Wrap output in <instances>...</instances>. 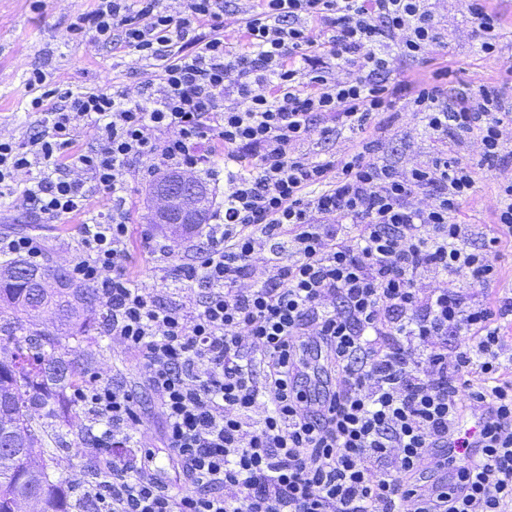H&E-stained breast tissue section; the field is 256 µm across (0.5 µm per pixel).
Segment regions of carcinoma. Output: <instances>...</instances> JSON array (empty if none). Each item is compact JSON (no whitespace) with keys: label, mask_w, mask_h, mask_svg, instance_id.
Instances as JSON below:
<instances>
[{"label":"carcinoma","mask_w":512,"mask_h":512,"mask_svg":"<svg viewBox=\"0 0 512 512\" xmlns=\"http://www.w3.org/2000/svg\"><path fill=\"white\" fill-rule=\"evenodd\" d=\"M197 202V223L206 224L213 200L203 187ZM40 270L63 287L45 290L0 278V335L13 344L7 356H0V512H15L16 500L25 496L38 499V512H95L82 496L71 498L84 480L64 488L48 473L54 449L46 447L30 409L40 410L48 421L66 405V390L79 387L72 379L75 360L62 352L61 337L95 330L91 317L98 297L95 288L49 260ZM47 309L57 319L52 331L42 322Z\"/></svg>","instance_id":"cac0c4a2"}]
</instances>
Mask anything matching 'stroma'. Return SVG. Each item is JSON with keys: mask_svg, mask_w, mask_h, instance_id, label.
Instances as JSON below:
<instances>
[{"mask_svg": "<svg viewBox=\"0 0 512 512\" xmlns=\"http://www.w3.org/2000/svg\"><path fill=\"white\" fill-rule=\"evenodd\" d=\"M485 5L499 22L500 63H485L481 52L482 34L460 11L458 0H430L448 48L430 62L394 60L392 80L407 77L427 82L436 68L448 66L453 70L448 79V88L452 91L467 83L472 72L478 69L483 70L489 82H499L504 67L512 65V0H486ZM95 7V0H42L38 5L33 0H0V139L20 141L38 129L35 116L25 110L30 94L26 79L32 70H43L51 82L76 94L123 90L133 95L144 83L145 67L135 55L116 56L111 46L88 37L81 40L74 37V23ZM435 148L434 139L422 124H410L399 118L380 134L374 156L406 170L428 159ZM153 162V155L145 154L136 166L141 173ZM140 173L130 178L126 190L132 254L126 266L128 275L135 281L154 286L173 301L202 296V289L178 279L176 270L206 247L204 230L198 228L178 236L168 225L149 223L151 196L149 185L141 180ZM511 181L512 167L478 172L475 191L457 216L459 222L470 227L472 248H480L486 238L500 236L497 253L500 278L492 285L496 293L512 290V236L501 234L491 203L499 196L502 186ZM111 207L110 194L102 192L92 198L87 212L43 220L35 213L15 210L11 196L7 195L0 198V234L6 233L9 225H25L27 233L45 241L46 254L54 264L68 267L76 258L68 247L69 242L78 237L85 221L108 212ZM159 246L164 247V255L156 254ZM63 346L78 361L77 379L93 375L103 383L141 386L145 377L144 366L129 357L118 341L105 338L90 343L82 338H67ZM138 399L142 408L141 440L146 447H160L162 420L155 399L142 386ZM91 422V416L84 411L71 412L57 419L55 432L45 433V441H52L54 434L59 433L72 447L71 452L58 454L51 464L61 480L102 469L101 456L86 447V429Z\"/></svg>", "mask_w": 512, "mask_h": 512, "instance_id": "obj_1", "label": "stroma"}]
</instances>
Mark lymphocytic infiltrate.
<instances>
[{"label": "lymphocytic infiltrate", "mask_w": 512, "mask_h": 512, "mask_svg": "<svg viewBox=\"0 0 512 512\" xmlns=\"http://www.w3.org/2000/svg\"><path fill=\"white\" fill-rule=\"evenodd\" d=\"M226 7L98 0L76 29L151 65L138 99L62 91L36 69L40 131L0 140V196L15 208L61 218L112 195L70 272L145 364L168 464L136 438V390L90 381L74 399L110 460L83 498L97 512H512V293L485 291L499 240L467 246L457 214L476 171L453 153L475 133L481 166L512 164V101L478 75L449 93L445 67L391 81L394 58L445 46L426 0H244L241 51ZM403 102L437 143L407 171L375 161L367 136ZM344 129L362 135L353 152L307 156L311 136ZM208 147L223 170L206 166ZM147 152L149 177L199 166L224 182L222 221L179 267L206 293L175 306L124 269V192ZM266 250L271 275L249 286Z\"/></svg>", "instance_id": "obj_1"}]
</instances>
